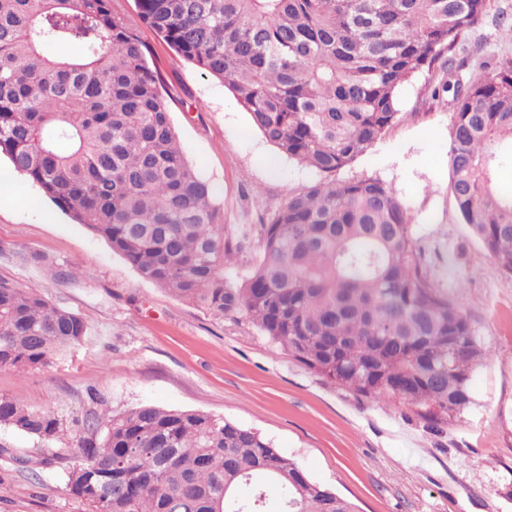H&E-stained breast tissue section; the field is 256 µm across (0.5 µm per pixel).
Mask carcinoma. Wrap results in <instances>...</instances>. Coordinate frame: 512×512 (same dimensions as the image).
<instances>
[{
    "label": "carcinoma",
    "mask_w": 512,
    "mask_h": 512,
    "mask_svg": "<svg viewBox=\"0 0 512 512\" xmlns=\"http://www.w3.org/2000/svg\"><path fill=\"white\" fill-rule=\"evenodd\" d=\"M115 0H0V154L139 276L224 316L244 314L289 355L380 401L452 422L488 350L432 284L413 221L383 180L336 174L399 116L398 94L424 67L448 78L455 120L449 188L463 222L512 274V58L462 78L453 51L489 0H133L139 20L218 80L277 152L318 179L261 225L262 259L224 282L233 244L210 184L184 156L150 48ZM79 52L49 57L43 47ZM87 334L83 319L0 279V367L50 365ZM0 427L52 444L51 411L0 397ZM66 487L90 512H358L252 428L201 412L141 405L83 425Z\"/></svg>",
    "instance_id": "obj_1"
}]
</instances>
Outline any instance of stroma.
Wrapping results in <instances>:
<instances>
[{"mask_svg":"<svg viewBox=\"0 0 512 512\" xmlns=\"http://www.w3.org/2000/svg\"><path fill=\"white\" fill-rule=\"evenodd\" d=\"M501 13L512 15V0H491L487 16L459 42L454 56L463 77L492 74L496 61L512 57V35L496 22ZM138 32L167 79L184 155L214 187L224 233L240 245L224 279L241 284L261 257V225L316 176L280 156L223 84L179 59L148 27ZM442 78L437 66L420 71L401 91L398 119L342 175L375 176L397 191L433 285L461 296L491 352L471 376L473 402L459 420L433 423L417 407L359 395L289 356L247 316H219L142 279L1 155L0 278L76 313L88 331L48 367L0 368V396L20 395L65 422L49 448L0 429L8 449L0 454V512H90L59 467L38 461L49 449L72 464L87 416L142 404L254 429L361 512H512V275L471 234L450 192L454 113L432 97ZM57 267L72 269V278H53Z\"/></svg>","mask_w":512,"mask_h":512,"instance_id":"obj_1","label":"stroma"}]
</instances>
